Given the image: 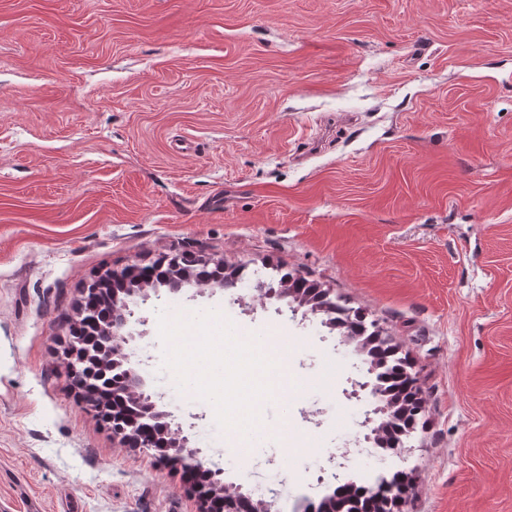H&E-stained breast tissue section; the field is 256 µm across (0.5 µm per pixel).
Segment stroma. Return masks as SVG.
<instances>
[{"label": "stroma", "instance_id": "obj_1", "mask_svg": "<svg viewBox=\"0 0 512 512\" xmlns=\"http://www.w3.org/2000/svg\"><path fill=\"white\" fill-rule=\"evenodd\" d=\"M186 251L240 279L141 305L137 372H161L159 311L213 310L279 329L303 384L244 454L152 383L225 481L300 512L322 473L403 472L398 512H512V0H0V512H197L62 353L85 281ZM280 267L409 360L427 404L402 452L374 447L338 331L235 303ZM88 357L89 351L85 350L81 359H76L75 362L67 361L65 363V368L69 376L79 381L83 386L89 405L95 406L92 400V396L97 391L98 385L91 384L93 373L90 370L84 371L86 366L85 362L87 361Z\"/></svg>", "mask_w": 512, "mask_h": 512}]
</instances>
